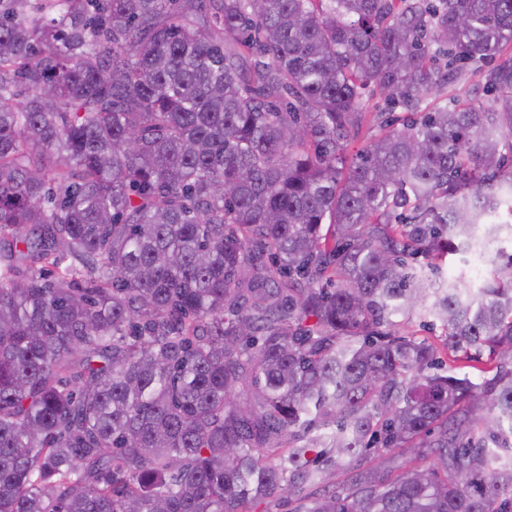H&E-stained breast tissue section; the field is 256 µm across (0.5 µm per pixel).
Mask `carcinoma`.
Masks as SVG:
<instances>
[{
	"mask_svg": "<svg viewBox=\"0 0 512 512\" xmlns=\"http://www.w3.org/2000/svg\"><path fill=\"white\" fill-rule=\"evenodd\" d=\"M510 44L512 0H0V512H512V251L423 270L512 230ZM453 97L468 100L475 105H488V97L483 91L482 83L478 78L465 74L450 85H446L436 96L425 101L422 108H429L436 102H449ZM490 267L486 266L477 256H472L469 262L463 265L458 257L445 268L448 275L459 276L463 274L465 283L471 288H479L484 279L490 276Z\"/></svg>",
	"mask_w": 512,
	"mask_h": 512,
	"instance_id": "carcinoma-1",
	"label": "carcinoma"
}]
</instances>
